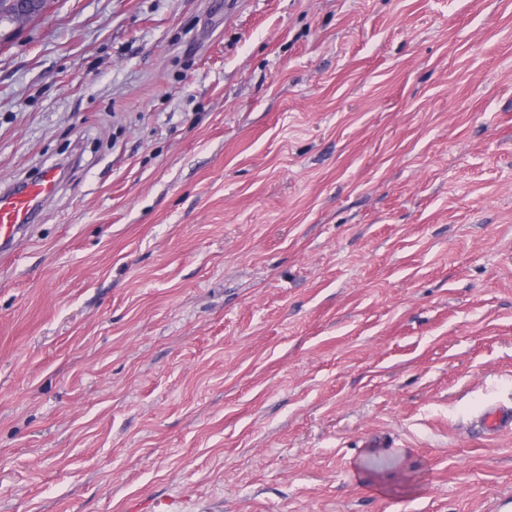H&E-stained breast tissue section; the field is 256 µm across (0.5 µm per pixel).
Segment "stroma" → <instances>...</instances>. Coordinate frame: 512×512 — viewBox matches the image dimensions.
<instances>
[{
    "mask_svg": "<svg viewBox=\"0 0 512 512\" xmlns=\"http://www.w3.org/2000/svg\"><path fill=\"white\" fill-rule=\"evenodd\" d=\"M0 35V512H512V0ZM58 176L53 168L23 183H12L0 190V264L15 257V245L33 222L40 202L53 195ZM479 426L484 435L494 436L512 431V407L494 406L479 417Z\"/></svg>",
    "mask_w": 512,
    "mask_h": 512,
    "instance_id": "35a3bbf8",
    "label": "stroma"
}]
</instances>
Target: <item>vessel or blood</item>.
<instances>
[{
    "instance_id": "b4317fda",
    "label": "vessel or blood",
    "mask_w": 512,
    "mask_h": 512,
    "mask_svg": "<svg viewBox=\"0 0 512 512\" xmlns=\"http://www.w3.org/2000/svg\"><path fill=\"white\" fill-rule=\"evenodd\" d=\"M58 186L54 169H45L39 177L0 188V264L15 257V245L33 222L40 202L53 195ZM484 435L494 436L512 431V407L494 406L479 418Z\"/></svg>"
}]
</instances>
